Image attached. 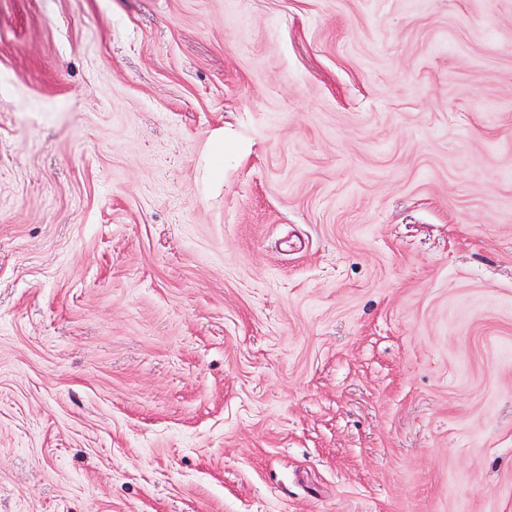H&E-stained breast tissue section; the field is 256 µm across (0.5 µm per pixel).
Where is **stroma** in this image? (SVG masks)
<instances>
[{"label":"stroma","mask_w":512,"mask_h":512,"mask_svg":"<svg viewBox=\"0 0 512 512\" xmlns=\"http://www.w3.org/2000/svg\"><path fill=\"white\" fill-rule=\"evenodd\" d=\"M0 512H512V0H0Z\"/></svg>","instance_id":"stroma-1"}]
</instances>
